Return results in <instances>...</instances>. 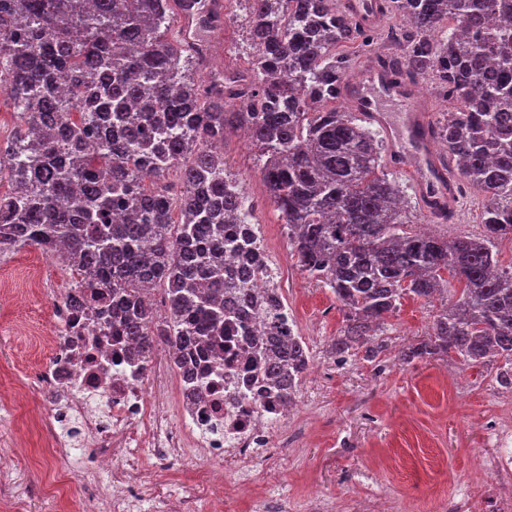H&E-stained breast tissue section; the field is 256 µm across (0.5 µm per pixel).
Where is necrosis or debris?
Here are the masks:
<instances>
[{"label": "necrosis or debris", "instance_id": "1", "mask_svg": "<svg viewBox=\"0 0 512 512\" xmlns=\"http://www.w3.org/2000/svg\"><path fill=\"white\" fill-rule=\"evenodd\" d=\"M225 263L232 273H249L259 295L281 292L288 283L287 266L269 261L260 245L226 252ZM70 294L80 308L53 302L48 328L34 326L29 333L50 352L48 367L37 375V390L50 402L41 438L58 452L76 445L93 449L98 469L110 475L103 484L98 469L73 473L85 489L75 512H129L153 477L187 453L244 470L257 449L270 447L272 434L288 441L300 436L295 407L262 383L243 354L250 336L266 327H294L287 309H253L225 325L223 345L192 356L186 374L167 347H156L146 360L136 355L133 341L113 334L107 293L94 297L75 287ZM142 448L153 455L146 468L138 460ZM479 475L490 487L512 480V414L499 416Z\"/></svg>", "mask_w": 512, "mask_h": 512}]
</instances>
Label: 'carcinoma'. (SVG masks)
Masks as SVG:
<instances>
[{"label": "carcinoma", "mask_w": 512, "mask_h": 512, "mask_svg": "<svg viewBox=\"0 0 512 512\" xmlns=\"http://www.w3.org/2000/svg\"><path fill=\"white\" fill-rule=\"evenodd\" d=\"M246 2L250 67L206 89L184 57L201 69L209 59L171 35V0H0V83L20 118L0 163L12 185L0 254L66 250L87 287L112 291V320L143 357L155 336L178 360L206 350L224 314L261 304L224 275V252L248 250L236 225L251 210L223 152L224 134L244 129L300 270L344 313L337 358L363 347L373 359L405 297H438L429 337L400 360L498 361L512 389V265L497 251L512 241V0H393L407 22L396 72L415 85L431 76L456 99L433 135L459 180L488 197L484 234L454 238L407 230L377 133L336 108L351 78L336 48L360 36L356 22L336 0ZM174 169L172 204L151 188ZM250 353L293 401L311 363L302 338L273 329Z\"/></svg>", "instance_id": "cac0c4a2"}]
</instances>
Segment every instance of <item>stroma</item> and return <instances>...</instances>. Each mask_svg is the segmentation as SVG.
<instances>
[{
    "instance_id": "35a3bbf8",
    "label": "stroma",
    "mask_w": 512,
    "mask_h": 512,
    "mask_svg": "<svg viewBox=\"0 0 512 512\" xmlns=\"http://www.w3.org/2000/svg\"><path fill=\"white\" fill-rule=\"evenodd\" d=\"M242 0H224V30L214 34L221 52L213 66L228 70L248 67ZM405 26L392 14L371 30L372 42L342 46L351 71L361 70L375 57L396 53L392 40ZM224 158L249 198L258 207L255 219L270 255L288 265L284 296L300 326L312 356V371L300 391L303 420L313 433L285 448H265L249 472L206 471L187 458L166 473L151 495L135 502L132 512H157L161 500L190 498L194 512H258L256 502L240 498L234 488L247 480L257 495L277 498L283 512H311L310 489L321 493L322 512H346L347 502L371 512L386 501L392 512H441L449 496L460 492L478 464V454L493 433V421L506 401L505 390L489 366L447 365L424 359L402 363L398 351L420 342L431 331L437 303L405 298L384 330L387 345L377 361L356 354L336 360L328 347L343 325V313L331 289L300 271L288 245V230L260 176L254 147L245 130L227 132ZM485 199L467 188L461 192L450 224L436 225L438 233L479 235ZM52 298V297H51ZM51 298L34 293H0V392H8L18 375L46 368L49 356L26 329L46 320ZM48 402L25 398L17 413L0 411V450L30 429ZM94 463L89 448L71 449L59 458L52 449L36 447L32 454L10 456L11 481L0 484V502L9 512H57L58 505L41 493L58 473L84 469Z\"/></svg>"
}]
</instances>
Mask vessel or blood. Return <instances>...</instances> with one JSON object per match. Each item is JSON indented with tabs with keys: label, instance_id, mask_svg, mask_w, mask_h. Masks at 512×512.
Here are the masks:
<instances>
[{
	"label": "vessel or blood",
	"instance_id": "vessel-or-blood-1",
	"mask_svg": "<svg viewBox=\"0 0 512 512\" xmlns=\"http://www.w3.org/2000/svg\"><path fill=\"white\" fill-rule=\"evenodd\" d=\"M173 4L186 42L197 39L201 18H209L213 30L224 27V0H173ZM338 5L365 27L381 23L392 9L391 0H338ZM343 92L360 118L382 131L389 167L412 173L423 207L434 214L448 211L454 202L455 176L434 149L430 114L416 88L389 69L378 68L370 71L367 84L352 81ZM384 98L401 104L399 117L381 108Z\"/></svg>",
	"mask_w": 512,
	"mask_h": 512
}]
</instances>
